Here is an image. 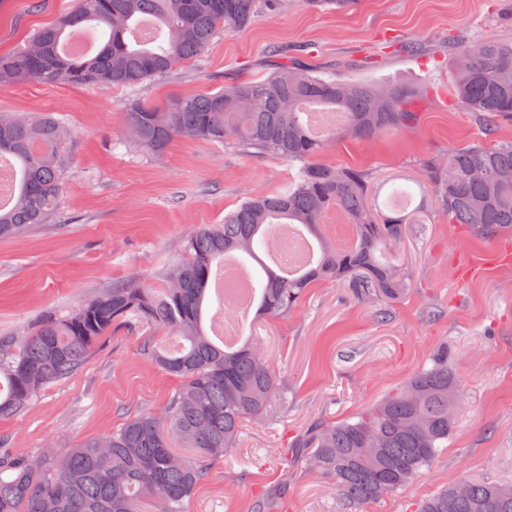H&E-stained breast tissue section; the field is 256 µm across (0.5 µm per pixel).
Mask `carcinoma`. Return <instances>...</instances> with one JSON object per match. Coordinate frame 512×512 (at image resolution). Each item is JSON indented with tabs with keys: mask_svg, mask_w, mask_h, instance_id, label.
<instances>
[{
	"mask_svg": "<svg viewBox=\"0 0 512 512\" xmlns=\"http://www.w3.org/2000/svg\"><path fill=\"white\" fill-rule=\"evenodd\" d=\"M259 0H76L75 7L39 28L28 48L0 57V88L27 83L137 86L199 56L220 30L257 17ZM456 99L478 118L512 120V41L489 40L463 50L455 71ZM422 98L415 86H383L326 77L305 62L275 61L265 76L240 78L217 92L133 101L124 123L139 148L159 155L176 138L272 151L303 166L283 190L258 192L187 236L182 257L162 274L163 288L137 277L117 280L84 299L63 318L47 316L28 333L0 337V419L25 413L49 384L83 366L114 332L164 331L142 350L182 380L161 415L142 413L111 434L36 458L0 454V512H185L208 462L233 449L243 424L269 412L278 391L268 357L257 346L220 347L205 327L206 307L227 262L272 252L284 224L315 238L313 259L292 270L262 265L252 277L258 312L288 315L320 280H336L360 302L391 304L407 291L395 255L407 225L423 208L415 194L395 188L384 208L369 200V176L317 161L338 134L373 139L407 128ZM305 107L331 109L346 122L316 137ZM73 140L53 112L0 116V160L12 162L17 188L0 206V239L49 222L59 210ZM426 180L451 224L480 239L512 234V142L490 139L450 147L426 169ZM336 211L353 228L345 249L324 231ZM462 395L448 352L355 417L315 423L296 437L283 462L305 463L333 481L343 512L396 492L430 467L448 442ZM179 441L191 455L179 452ZM464 494L450 485L417 512H512V483L466 479Z\"/></svg>",
	"mask_w": 512,
	"mask_h": 512,
	"instance_id": "cac0c4a2",
	"label": "carcinoma"
}]
</instances>
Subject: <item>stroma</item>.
Wrapping results in <instances>:
<instances>
[{"label":"stroma","mask_w":512,"mask_h":512,"mask_svg":"<svg viewBox=\"0 0 512 512\" xmlns=\"http://www.w3.org/2000/svg\"><path fill=\"white\" fill-rule=\"evenodd\" d=\"M72 0H0V55L68 10ZM512 40V0H360L348 11L313 10L305 0L260 8L247 28L220 32L200 58L135 87L19 85L0 89V113L55 112L74 152L60 213L49 223L0 240V337L67 314L113 281L157 275L181 254L198 225L223 223L256 192L285 188L301 164L272 152L174 141L153 157L122 146L124 106L140 99L216 91L266 68L288 52L318 71L386 85L445 84L460 46ZM494 135L512 141V122L478 119L452 91L426 96L412 129L362 140L341 137L321 163L371 177V198L393 184L423 182L448 147ZM512 238L484 240L449 223L428 202L409 225L402 252L410 286L380 318L342 283L310 288L288 316L247 318L240 328L267 354L280 381L270 412L244 427L235 448L213 463L187 512H340L330 481L305 468L286 469L279 453L313 423L356 416L440 351L463 393L455 427L431 468L361 512H415L418 504L465 477L512 483V260H495ZM482 268L463 279L469 264ZM137 335L117 332L81 370L51 384L18 417L0 419V449L36 457L108 435L127 418L161 412L181 385L141 351Z\"/></svg>","instance_id":"obj_1"}]
</instances>
